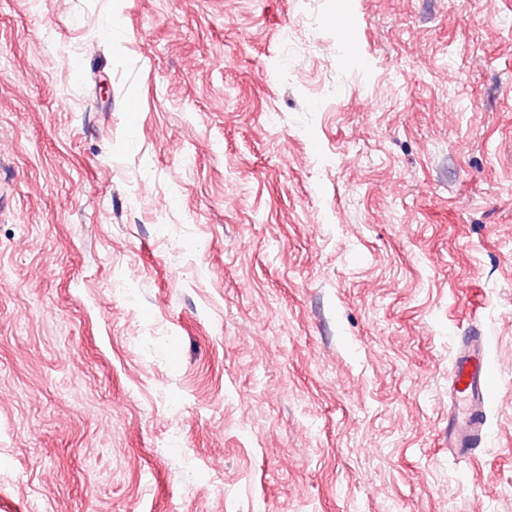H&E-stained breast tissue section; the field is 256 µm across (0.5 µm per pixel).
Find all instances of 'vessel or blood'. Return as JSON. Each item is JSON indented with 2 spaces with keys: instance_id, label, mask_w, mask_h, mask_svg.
I'll return each instance as SVG.
<instances>
[{
  "instance_id": "1",
  "label": "vessel or blood",
  "mask_w": 512,
  "mask_h": 512,
  "mask_svg": "<svg viewBox=\"0 0 512 512\" xmlns=\"http://www.w3.org/2000/svg\"><path fill=\"white\" fill-rule=\"evenodd\" d=\"M487 379L481 337H461L448 374V450L456 460L468 459L485 440Z\"/></svg>"
}]
</instances>
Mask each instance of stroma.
<instances>
[{
    "mask_svg": "<svg viewBox=\"0 0 512 512\" xmlns=\"http://www.w3.org/2000/svg\"><path fill=\"white\" fill-rule=\"evenodd\" d=\"M0 512H512V0H0ZM488 368L481 336H461L448 374V451L458 462L485 440Z\"/></svg>",
    "mask_w": 512,
    "mask_h": 512,
    "instance_id": "35a3bbf8",
    "label": "stroma"
}]
</instances>
